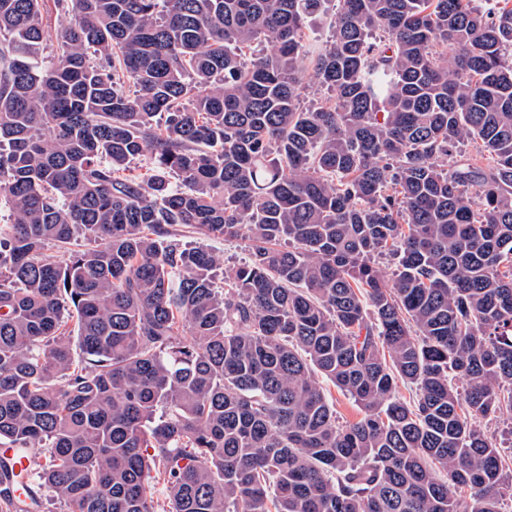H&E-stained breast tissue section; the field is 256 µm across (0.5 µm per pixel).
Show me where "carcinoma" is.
Instances as JSON below:
<instances>
[{"label": "carcinoma", "instance_id": "1", "mask_svg": "<svg viewBox=\"0 0 512 512\" xmlns=\"http://www.w3.org/2000/svg\"><path fill=\"white\" fill-rule=\"evenodd\" d=\"M54 2L44 67V0H0V444L65 512H156L154 467L167 512H502L512 0ZM44 16L47 30V45L50 48L44 50L39 58V62H41L42 65L47 66L54 61L51 48L52 45L55 44L56 32L70 21L71 16L58 12L54 6V1L52 0H47ZM204 243L211 251L223 256L225 264L248 259V248L244 241H224L222 238H210L206 239ZM327 394L329 401L336 410V416L340 422H354L362 416L359 406L348 395L335 387L330 381L316 375Z\"/></svg>", "mask_w": 512, "mask_h": 512}]
</instances>
